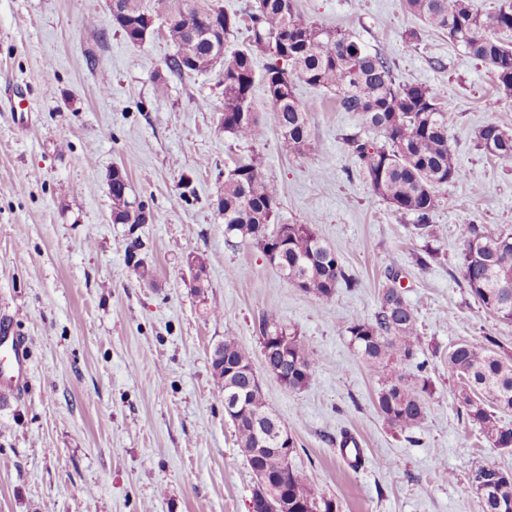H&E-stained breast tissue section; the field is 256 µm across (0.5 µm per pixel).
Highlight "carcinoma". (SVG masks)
<instances>
[{
  "mask_svg": "<svg viewBox=\"0 0 512 512\" xmlns=\"http://www.w3.org/2000/svg\"><path fill=\"white\" fill-rule=\"evenodd\" d=\"M126 24L120 26L129 42L145 10L142 0H124ZM198 0H156L154 14L170 21L169 40L177 51L167 59L168 69L182 73L183 61L191 71L213 69V47L237 27V16L224 18L222 33L195 24ZM408 12L425 27L448 33V39L473 59L490 66L498 89L512 96V0H500L491 11H480L471 0H405ZM247 46L224 58V133L236 140L259 143L265 130L252 112L255 54L268 55L265 87L276 111L280 151L289 156L313 150L308 114L295 92L303 81L336 96L338 108L354 113L359 130L343 134V142L363 172L372 191L396 211L415 217L414 234L423 239L424 254L416 263L425 266L437 256L432 247L431 214L439 204L436 189L459 175L455 151L448 142V102L430 87L395 78L387 58L340 28H327L300 18L295 0H255L249 14ZM376 133L382 142L370 137ZM486 154L512 162V132L494 122L475 133ZM261 160L252 156L224 177L220 213L225 231L254 240L263 251L277 252L275 267L290 285L323 304L332 302L339 284L356 282L347 274L339 253L321 240L314 224H278L269 231L277 199L260 172ZM115 224H146L149 215L141 204L116 206ZM457 270L465 287L492 316L512 323V233L497 224H468ZM378 297L370 320L359 318L347 328L361 358L383 373L376 406L390 427L401 432L418 429L426 418L427 397L433 387L425 376L409 377L406 366L421 349L417 310L395 287L397 275ZM261 335L288 337L287 346L264 355L267 366L288 376L287 387L299 391L312 379L317 355L296 331L266 318ZM224 355L212 368L231 365L236 372L224 381V395L247 404L233 421L239 447L251 470L268 474L272 499L288 498V512H338L337 502L322 494L308 475L283 462L278 432L282 423L270 412L259 391L251 390L252 357L232 336L222 341ZM448 369L458 379L455 397L459 413L476 426L492 448H512V424L503 416L512 412V353L492 336L482 343L462 341L448 351ZM482 512H512V472L491 468L489 481L476 492Z\"/></svg>",
  "mask_w": 512,
  "mask_h": 512,
  "instance_id": "1",
  "label": "carcinoma"
}]
</instances>
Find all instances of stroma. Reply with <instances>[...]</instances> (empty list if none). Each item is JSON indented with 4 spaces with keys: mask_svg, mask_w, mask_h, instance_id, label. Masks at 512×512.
Here are the masks:
<instances>
[{
    "mask_svg": "<svg viewBox=\"0 0 512 512\" xmlns=\"http://www.w3.org/2000/svg\"><path fill=\"white\" fill-rule=\"evenodd\" d=\"M297 8L450 103L460 176L437 190L440 257L428 266L414 261L423 241L413 216L376 196L349 154L342 136L357 119L333 93L297 84L315 149L288 156L262 81L267 55L255 57L252 91L265 138L237 141L221 125L222 68L170 72L167 35L129 42L109 0H0V319L26 336L30 363L20 397L0 405V512H248L254 477L211 355L231 335L261 368L265 316L297 329L317 354L300 391L263 372L260 381L295 440L292 466L339 512H480L472 471H512V448L490 447L458 415L448 369L461 341L488 334L512 351V323L488 314L454 266L465 224L512 231V163L475 145L485 123L512 131V97L443 32L424 30L407 47L406 31L420 22L404 0H297ZM7 92L23 97L26 113L2 102ZM254 154L277 198V223L315 222L357 278L331 304L292 287L256 243L225 233L224 173ZM116 167L148 223H113ZM190 254L205 261L208 305L220 319L201 312ZM392 270L417 309L416 360L433 384L426 420L410 433L378 412L381 375L347 332L373 318ZM346 434L361 442L365 467L341 458Z\"/></svg>",
    "mask_w": 512,
    "mask_h": 512,
    "instance_id": "stroma-1",
    "label": "stroma"
}]
</instances>
